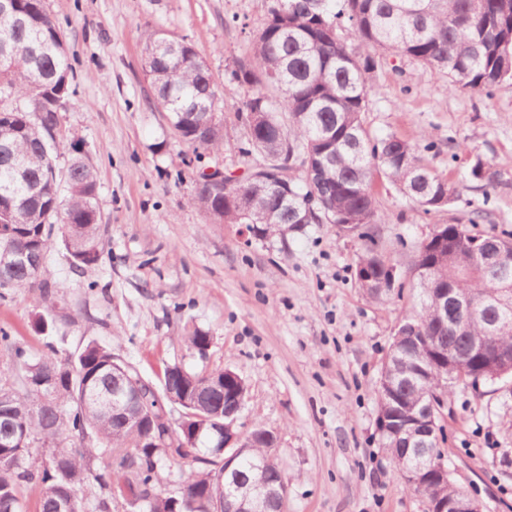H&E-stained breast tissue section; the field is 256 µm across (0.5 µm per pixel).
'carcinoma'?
I'll use <instances>...</instances> for the list:
<instances>
[{"label":"carcinoma","mask_w":512,"mask_h":512,"mask_svg":"<svg viewBox=\"0 0 512 512\" xmlns=\"http://www.w3.org/2000/svg\"><path fill=\"white\" fill-rule=\"evenodd\" d=\"M14 11L0 15V45L12 55L0 69V250L10 248L23 260L0 266V298L9 291L36 288L47 302L56 283L45 269L53 227L61 225L62 242L71 266L83 271L99 264L102 247L96 205L97 180L79 145L65 147L51 137L57 126L56 103L75 95L73 68L60 29L44 0H13ZM350 28L367 51L354 53L340 32ZM408 57L448 78L451 89L487 95L512 81V0H272L250 54L227 68L230 80L249 88L237 110L244 128L240 147L248 159L247 175L237 184L248 187L250 215L263 212L273 224L270 234L286 224H374L377 203L373 177L383 174L398 193L425 214L451 200L448 181L433 172L407 141L389 135L370 137L363 113L368 106L371 53ZM144 72L151 79L154 103L169 113L175 132L193 148L218 152L224 130L200 129L213 112L222 110L217 80L206 61L185 38L152 30L144 48ZM69 149L65 182L56 180L58 159ZM294 155L281 178L267 182L253 177L258 166L279 167ZM322 161L320 173H308V159ZM191 202L215 224H242L240 211L224 206V196L197 179ZM431 263L434 276L454 278L462 290L481 294L492 286L493 272L462 273L467 259L448 263L434 255L415 257L413 268ZM417 304L403 325L431 343L466 355L463 338L437 321L431 283L413 274ZM512 319V310L478 306L465 326L482 334L496 318ZM65 337L44 342L34 353L0 333V344L23 371L21 389L0 384V512H25L20 489L39 488V512H56L62 498L73 512H112L119 501L128 512H211L220 495L214 480L222 458L208 453L206 434L199 447L174 454L200 426L224 424L236 409L231 393L248 394L247 386L225 384V395L195 406L198 396L223 381V370L200 373L172 365L160 385H153L112 348L89 341L63 354ZM189 347L205 354L210 336L188 330ZM403 373L393 375L394 395L379 396V409L401 426L409 406L440 419L448 388L439 385L440 367L424 363L411 338L399 343ZM121 369L127 393L136 398L127 418H112L92 394L112 392V367ZM176 404L185 418L168 435L153 421L157 404ZM427 451L416 456L404 438L383 436V448L400 471L420 467L421 486L412 491L431 504L458 494L452 481L437 479L431 464L445 458L437 436H425ZM262 448H248L239 459L243 478L260 477ZM179 474L177 489L164 491L163 469ZM133 491V498L123 489Z\"/></svg>","instance_id":"carcinoma-1"}]
</instances>
